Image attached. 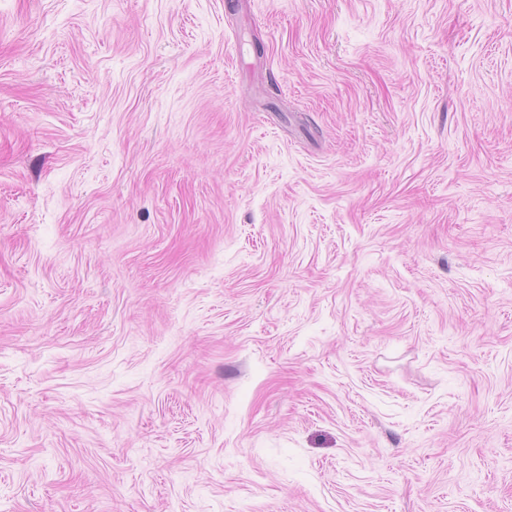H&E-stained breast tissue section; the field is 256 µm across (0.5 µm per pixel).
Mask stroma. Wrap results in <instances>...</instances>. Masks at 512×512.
Masks as SVG:
<instances>
[{
  "label": "stroma",
  "instance_id": "35a3bbf8",
  "mask_svg": "<svg viewBox=\"0 0 512 512\" xmlns=\"http://www.w3.org/2000/svg\"><path fill=\"white\" fill-rule=\"evenodd\" d=\"M0 512H512V0H0Z\"/></svg>",
  "mask_w": 512,
  "mask_h": 512
}]
</instances>
